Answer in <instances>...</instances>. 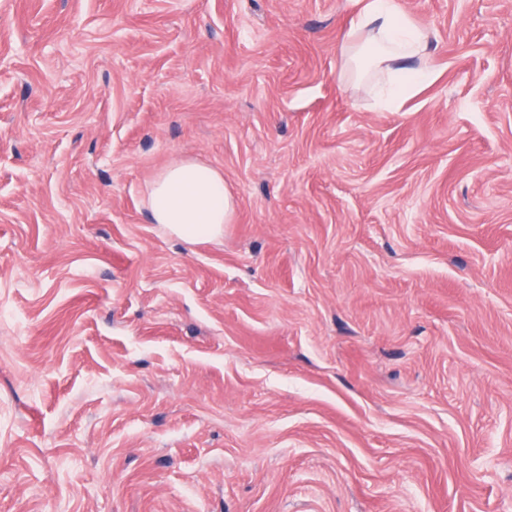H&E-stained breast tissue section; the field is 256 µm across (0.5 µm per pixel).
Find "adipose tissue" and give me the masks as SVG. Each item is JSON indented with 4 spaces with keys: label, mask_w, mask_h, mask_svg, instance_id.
<instances>
[{
    "label": "adipose tissue",
    "mask_w": 512,
    "mask_h": 512,
    "mask_svg": "<svg viewBox=\"0 0 512 512\" xmlns=\"http://www.w3.org/2000/svg\"><path fill=\"white\" fill-rule=\"evenodd\" d=\"M429 47L428 33L397 0H361L341 51L356 76L375 80L378 106L394 109L430 80ZM145 206L154 223L190 242L222 236L233 212L223 172L192 160L162 170L148 185Z\"/></svg>",
    "instance_id": "obj_1"
}]
</instances>
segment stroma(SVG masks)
<instances>
[{"label": "stroma", "mask_w": 512, "mask_h": 512, "mask_svg": "<svg viewBox=\"0 0 512 512\" xmlns=\"http://www.w3.org/2000/svg\"><path fill=\"white\" fill-rule=\"evenodd\" d=\"M399 3L383 110L359 0H0V512H512V0ZM341 45L357 77L376 80L377 105L394 109L432 76L429 34L397 0H361ZM145 206L154 224L190 242L222 236L233 212L224 173L192 160L162 170L148 185Z\"/></svg>", "instance_id": "35a3bbf8"}]
</instances>
